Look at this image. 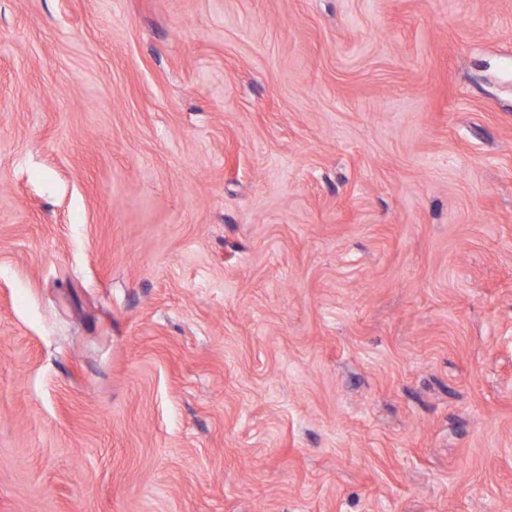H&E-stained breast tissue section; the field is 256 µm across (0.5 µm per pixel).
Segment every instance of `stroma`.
<instances>
[{"instance_id": "1", "label": "stroma", "mask_w": 512, "mask_h": 512, "mask_svg": "<svg viewBox=\"0 0 512 512\" xmlns=\"http://www.w3.org/2000/svg\"><path fill=\"white\" fill-rule=\"evenodd\" d=\"M0 512H512V0H0Z\"/></svg>"}]
</instances>
